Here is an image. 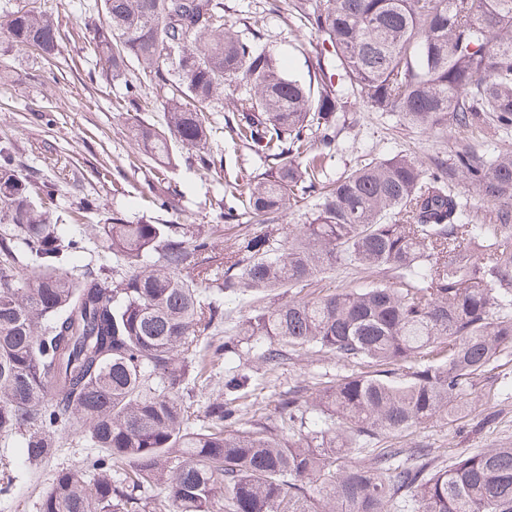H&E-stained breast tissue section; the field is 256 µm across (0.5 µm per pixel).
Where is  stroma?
Listing matches in <instances>:
<instances>
[{
	"mask_svg": "<svg viewBox=\"0 0 512 512\" xmlns=\"http://www.w3.org/2000/svg\"><path fill=\"white\" fill-rule=\"evenodd\" d=\"M58 15L62 41L52 61L12 47L0 35V146H9L25 170L34 171L57 185L55 212L77 236L91 246L107 217L118 215L125 223L201 224L214 229L218 247L230 244L220 232L224 219L211 203L224 195V180L234 176L249 160L244 149L225 142L222 128L232 98L242 96V85L225 87L224 100L205 114L215 129L210 148L224 161L221 174H204L196 165L179 159L175 168L159 173L155 162L138 153L129 134L130 117L126 85H140L148 109L144 119L163 121L159 105L162 92L138 65H130L125 78L107 82L94 71L91 50L77 32L89 0H41ZM224 21L233 30L260 32L258 48L276 55L286 75L309 81L314 73L316 39L298 19L288 18L275 0H224ZM357 122L345 125L337 137V170L359 166L370 159L397 153L414 155L423 163L433 157L449 158L463 139L483 142L488 150L501 149L500 141L478 131L454 128L424 130L406 124L399 116L380 114L358 106ZM175 185L178 194L168 209L149 201L150 192ZM97 199L100 208L77 210L78 198ZM240 367L257 388L248 409L274 414L278 394L302 389L311 395L315 384L350 373V366L334 356L311 349L288 352L275 373H267L258 351L243 355ZM512 445V348L501 355L496 368L469 387L454 422L434 420L373 440L360 452L374 457L387 447L430 449L438 464L479 448ZM94 451L78 435L65 432L39 464H29L19 438L0 441V483L11 482L8 495L0 494V512H40L45 494L58 472L86 467Z\"/></svg>",
	"mask_w": 512,
	"mask_h": 512,
	"instance_id": "1",
	"label": "stroma"
}]
</instances>
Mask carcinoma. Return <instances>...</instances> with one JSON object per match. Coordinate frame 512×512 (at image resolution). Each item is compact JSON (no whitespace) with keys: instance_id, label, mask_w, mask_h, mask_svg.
I'll list each match as a JSON object with an SVG mask.
<instances>
[{"instance_id":"1","label":"carcinoma","mask_w":512,"mask_h":512,"mask_svg":"<svg viewBox=\"0 0 512 512\" xmlns=\"http://www.w3.org/2000/svg\"><path fill=\"white\" fill-rule=\"evenodd\" d=\"M288 11L317 39L314 86L224 27V0H94L84 18L105 80L135 61L166 90L164 125L139 121L134 137L163 167L179 147L217 169L204 112L245 85L224 140L259 164L214 203L233 236L221 252L199 226L116 216L99 229L112 263L68 267L87 245L51 221L55 184L0 147V435L20 436L30 461L67 427L98 449L88 468L58 474L40 512H391L406 497L413 512H512V447L446 465L425 448L341 464L367 440L457 415L512 348V150L467 143L429 167L396 154L331 170L339 124L360 102L416 127L508 139L512 0H291ZM0 34L50 57L60 21L21 0ZM460 179L494 206L493 223L468 219ZM310 197L305 223L277 226ZM337 266L372 280L264 304ZM247 292L251 315L212 357L267 339L270 371L289 348L386 370L342 375L310 400L281 394L276 416L243 420L252 377L230 367L229 399L189 425V385L207 367L198 342L224 322L221 297ZM157 485L166 494L147 502Z\"/></svg>"}]
</instances>
